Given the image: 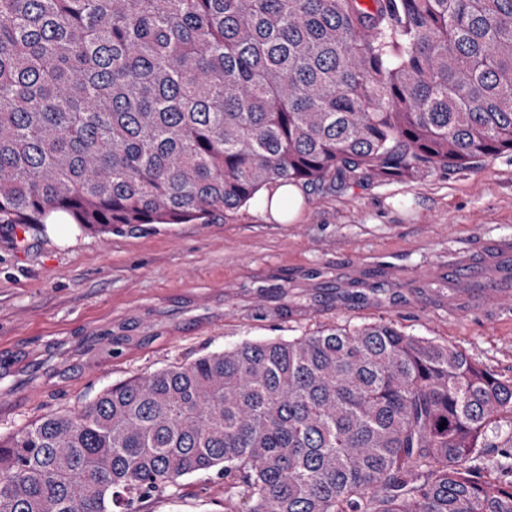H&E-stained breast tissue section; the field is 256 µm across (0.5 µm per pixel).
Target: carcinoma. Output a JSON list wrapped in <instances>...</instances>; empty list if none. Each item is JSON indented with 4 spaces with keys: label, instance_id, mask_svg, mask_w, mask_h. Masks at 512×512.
Here are the masks:
<instances>
[{
    "label": "carcinoma",
    "instance_id": "1",
    "mask_svg": "<svg viewBox=\"0 0 512 512\" xmlns=\"http://www.w3.org/2000/svg\"><path fill=\"white\" fill-rule=\"evenodd\" d=\"M506 153L512 0H0V227ZM209 472L224 512H512V378L390 321L244 341L0 436V512H136Z\"/></svg>",
    "mask_w": 512,
    "mask_h": 512
}]
</instances>
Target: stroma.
<instances>
[{"instance_id": "stroma-1", "label": "stroma", "mask_w": 512, "mask_h": 512, "mask_svg": "<svg viewBox=\"0 0 512 512\" xmlns=\"http://www.w3.org/2000/svg\"><path fill=\"white\" fill-rule=\"evenodd\" d=\"M208 222L0 232V436L244 341L390 321L512 377V155L416 181L302 188ZM137 512H224L197 474Z\"/></svg>"}]
</instances>
